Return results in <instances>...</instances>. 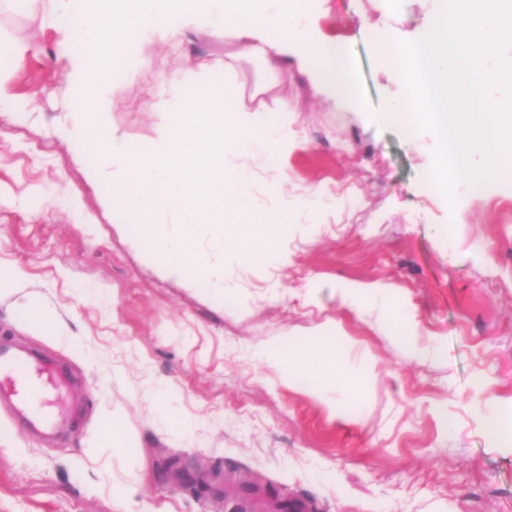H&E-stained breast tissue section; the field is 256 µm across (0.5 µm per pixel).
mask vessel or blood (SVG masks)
Listing matches in <instances>:
<instances>
[{
  "label": "vessel or blood",
  "instance_id": "1",
  "mask_svg": "<svg viewBox=\"0 0 512 512\" xmlns=\"http://www.w3.org/2000/svg\"><path fill=\"white\" fill-rule=\"evenodd\" d=\"M65 376L55 365L44 361H21L9 351L0 352V395L11 397L19 411L36 410L49 418L57 406V395L66 386Z\"/></svg>",
  "mask_w": 512,
  "mask_h": 512
}]
</instances>
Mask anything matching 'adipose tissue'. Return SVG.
I'll list each match as a JSON object with an SVG mask.
<instances>
[{
    "instance_id": "1",
    "label": "adipose tissue",
    "mask_w": 512,
    "mask_h": 512,
    "mask_svg": "<svg viewBox=\"0 0 512 512\" xmlns=\"http://www.w3.org/2000/svg\"><path fill=\"white\" fill-rule=\"evenodd\" d=\"M49 2L41 19L55 31L65 63L64 90L73 104L65 132L90 148L87 178L111 184L110 205L140 226L161 265L173 274L191 270L217 281L216 266L196 248L200 239L216 234L241 259L258 265L279 260L286 226L309 202L300 196L267 209L252 204L253 160L264 156L280 170L295 144L288 124L270 118L281 109L282 78L295 69L318 93L359 100L345 42L315 22L322 0ZM201 32L234 34L241 49L225 53L223 79L201 98L191 96L184 83L158 76L143 106L163 119L152 147L135 146L111 126L117 99L103 82H111V89L133 82L150 62L146 45L185 46ZM244 57L269 73L255 103L234 88ZM229 156L236 166H226ZM171 222L178 233L168 230ZM263 360L292 362L294 379L313 387L349 375L335 355L318 347H291L264 354Z\"/></svg>"
}]
</instances>
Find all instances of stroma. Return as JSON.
I'll return each instance as SVG.
<instances>
[{"label":"stroma","mask_w":512,"mask_h":512,"mask_svg":"<svg viewBox=\"0 0 512 512\" xmlns=\"http://www.w3.org/2000/svg\"><path fill=\"white\" fill-rule=\"evenodd\" d=\"M43 0H0V38L30 45L24 66L0 50V267L21 274L0 295V344L55 362L72 403L50 429L26 426L0 401V512H252L288 499L305 512H512V444L483 417L512 416V190L459 188L466 223L427 191L435 141L380 119L398 89L375 56L371 24L418 33L427 7L405 0H325L319 26L350 50L362 100L314 94L298 74L283 93L301 144L284 183L264 160L252 202L319 189L340 221L304 211L282 239V262L250 264L220 238L224 288L173 275L138 225L90 182L87 148L63 134L69 103ZM149 69L118 93L115 126L139 147L156 113L134 99L157 73L185 78L182 47L147 46ZM386 286L387 302L350 308L343 285ZM41 307L60 339L23 317ZM404 312L416 337L392 331ZM335 351L352 378L322 395L256 356L285 346ZM361 416L340 417L347 399ZM117 419L125 449L102 444Z\"/></svg>","instance_id":"stroma-1"}]
</instances>
